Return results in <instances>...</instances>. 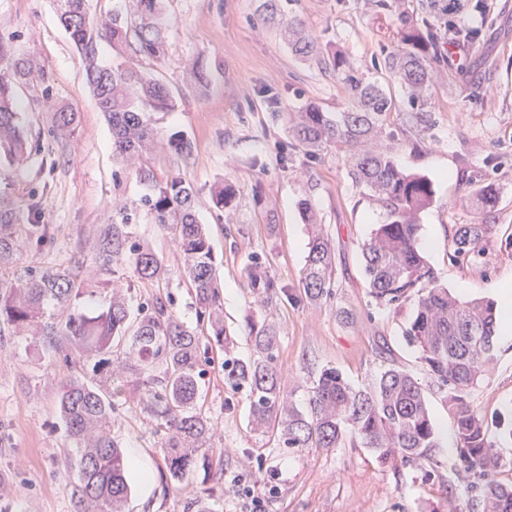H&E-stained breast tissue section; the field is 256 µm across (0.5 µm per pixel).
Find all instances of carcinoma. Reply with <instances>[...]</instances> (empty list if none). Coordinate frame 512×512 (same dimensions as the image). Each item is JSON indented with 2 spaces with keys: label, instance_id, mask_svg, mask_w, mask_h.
<instances>
[{
  "label": "carcinoma",
  "instance_id": "carcinoma-1",
  "mask_svg": "<svg viewBox=\"0 0 512 512\" xmlns=\"http://www.w3.org/2000/svg\"><path fill=\"white\" fill-rule=\"evenodd\" d=\"M165 0H136L134 15L114 11L100 21L91 17L87 0H54L61 24L82 57L85 78L112 130V150L118 157L141 158L154 140L146 113L172 107L166 88L123 61L104 65L97 42L134 41L142 54L160 59L166 50L168 27ZM436 0H413L400 13L396 46L382 58L412 103L423 104L430 89L432 65L445 37L478 39L474 30L461 33L444 16H436ZM288 44L301 56L320 55L325 67L345 84L351 107L331 116L310 103L297 113L293 136L305 156L314 159L327 145L349 153L351 175L386 212L362 246L365 274L376 304L396 309L414 303L405 330L409 344L455 418V451L470 493L465 512H512V481L498 479L508 464L491 434L485 416L474 410L470 394L494 361L493 338L500 314L484 297L463 300L438 284L419 242L418 217L434 203L432 182L400 168L388 152H365L362 145L383 133L384 117L396 108L392 93L374 80L351 73L343 56L326 52L303 29L288 30ZM47 75L36 60L16 54L12 42L0 36V166L19 168L30 155L28 130L20 112L17 87ZM75 112L56 113L53 138L70 135ZM413 126L429 130L430 111L408 113ZM193 186L180 176L166 182L142 204L155 223L171 229L182 252L183 272L195 293L198 318L207 324L215 345L224 348V381L244 390L250 400L251 432L278 437L283 447L337 448L358 444L378 454L380 461L417 464L438 447L424 390L408 372L390 366L360 387L343 374L324 367L313 381L306 409L288 398L276 366L279 336L270 324L250 322L257 356L247 361L229 356L232 337L224 328L223 296L216 282V260L210 239L195 218ZM499 190L482 183L472 202L493 206ZM39 204L18 205L0 196V268L10 263L18 247L37 249L48 234L34 223ZM492 224L461 225L448 249L453 263L481 264L493 236ZM127 260L141 280H161L163 260L149 247L127 235L125 225L108 224L95 244L96 269L84 274L85 259L68 267L32 270L17 284L0 286V321L19 331L41 336L74 354L92 379L74 377L60 387L58 411L66 433L80 455L65 464L66 487L80 512H124L131 493V464L112 437V398L121 392L142 398L164 435L162 453L167 483L178 487L203 471L210 475L208 454L212 422L196 410L203 376L198 341L177 320L168 301L158 296L134 312L125 296L114 293L107 306L89 314L77 304L109 285L112 263ZM270 262L251 258L247 275L251 288L271 302L289 296L270 275ZM335 248L317 224L311 225L306 266L299 298L320 302L333 296Z\"/></svg>",
  "mask_w": 512,
  "mask_h": 512
}]
</instances>
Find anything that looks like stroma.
<instances>
[{
	"instance_id": "stroma-1",
	"label": "stroma",
	"mask_w": 512,
	"mask_h": 512,
	"mask_svg": "<svg viewBox=\"0 0 512 512\" xmlns=\"http://www.w3.org/2000/svg\"><path fill=\"white\" fill-rule=\"evenodd\" d=\"M441 2L449 7V21L480 36L463 43L460 63L440 54L426 104L433 127L423 132L406 124L410 107L400 92L397 110L387 117V135L371 146L434 183L435 201L419 218V239L439 284L463 299H492L500 282L512 280V0H484L480 11L473 8L475 0ZM260 8L261 0H167L161 60L132 44L98 43L102 61L123 60L155 75L174 98L172 110L150 115L157 141L150 159L154 180L147 185L134 167L114 157L111 131L52 0H0V36L11 39L18 54L38 59L50 75L47 84L18 89L31 132L27 166L0 170V194L20 204L39 201V221L50 234L39 252L19 249L0 268V279L24 277L32 267H65L76 255L92 258L101 227L124 223L133 240L162 257L170 274L148 283L118 261L112 265L113 287L135 307L159 295L169 298L180 323L207 347L208 331L181 275L173 235L141 203L171 177L186 179L195 188V215L209 233L225 288L232 356L254 355L248 320L273 322L280 336L277 366L301 409L322 367L338 369L355 386L389 366L400 367L421 383L439 440L418 465L385 464L373 451L348 444L329 450L282 447L251 432L247 394L225 385L223 356L208 351L198 405L215 425L212 448L224 452L223 473L207 482L216 512H250L255 499L264 512H462L468 496L457 477L453 416L404 337L413 305L376 306L364 273L362 245L385 212L353 180L343 148L330 146L309 159L294 148L291 135L294 117L306 105L341 112L348 95L316 58L292 53L284 38L289 25L302 22L321 47L341 52L356 75L388 86L391 78L376 64L396 40L398 14L374 11L371 0H285L276 24L262 26L256 22ZM193 65L206 73V85L187 78ZM63 109L74 110L77 120L70 137L57 141L48 131L54 113ZM176 132L190 140V156L171 150L168 138ZM474 180L496 185L494 206L475 210L469 198ZM224 182L234 185L236 196L219 208L212 193ZM303 198L311 200L335 246L334 295L318 303H264L249 286L247 266L251 257L268 256L278 284L297 291L308 242L298 208ZM461 224L495 227L480 265L448 260ZM494 353L470 400L496 435L512 427V341L495 337ZM79 373L68 351L0 327V512H76L61 475L74 445L57 400L61 385ZM112 435L148 469L147 478L131 475L125 512H190L192 490L166 486L162 437L136 400L116 398Z\"/></svg>"
}]
</instances>
